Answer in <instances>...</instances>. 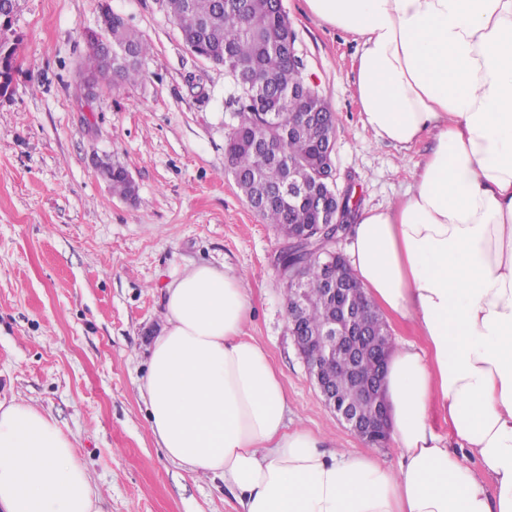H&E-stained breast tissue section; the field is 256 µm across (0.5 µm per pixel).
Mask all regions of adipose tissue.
I'll return each mask as SVG.
<instances>
[{
    "mask_svg": "<svg viewBox=\"0 0 512 512\" xmlns=\"http://www.w3.org/2000/svg\"><path fill=\"white\" fill-rule=\"evenodd\" d=\"M304 3L361 45L364 128L405 148L431 141L410 188L359 210L348 234L370 307L421 338L393 347L385 377L405 463L394 473L286 431L284 382L243 334V280L204 263L161 290L151 433L169 460L223 480L242 512H512V0ZM0 512H106L71 437L13 399L0 400Z\"/></svg>",
    "mask_w": 512,
    "mask_h": 512,
    "instance_id": "ef3b65f1",
    "label": "adipose tissue"
}]
</instances>
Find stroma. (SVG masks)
<instances>
[{
	"instance_id": "stroma-1",
	"label": "stroma",
	"mask_w": 512,
	"mask_h": 512,
	"mask_svg": "<svg viewBox=\"0 0 512 512\" xmlns=\"http://www.w3.org/2000/svg\"><path fill=\"white\" fill-rule=\"evenodd\" d=\"M306 80L336 115L333 166L356 207L403 195L430 142L408 148L365 130L354 91L359 44L282 0ZM151 50L144 77L93 102L81 31L96 0H20V62L0 100V398L50 413L73 438L106 512H237L221 480L167 459L151 434L141 378L163 323L161 286L194 262L245 278L244 331L288 393L286 426L364 451L323 404L288 328L277 257L285 240L228 172L222 68L186 49L162 0H112ZM117 162L137 193L112 192Z\"/></svg>"
}]
</instances>
